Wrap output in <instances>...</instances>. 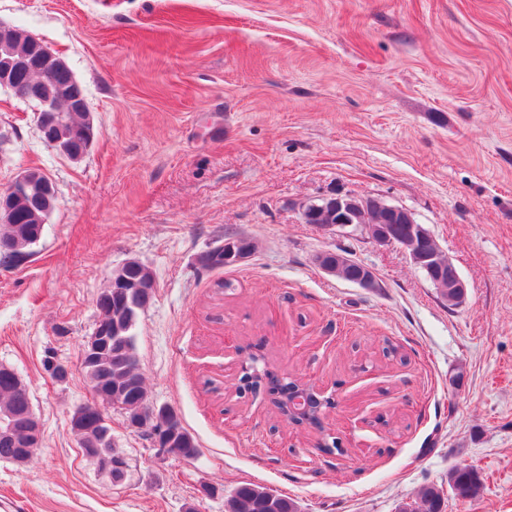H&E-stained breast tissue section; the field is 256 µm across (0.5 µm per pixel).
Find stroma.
<instances>
[{"mask_svg": "<svg viewBox=\"0 0 512 512\" xmlns=\"http://www.w3.org/2000/svg\"><path fill=\"white\" fill-rule=\"evenodd\" d=\"M0 22L67 62L95 126L69 160L0 89V188L24 169L56 187L33 256L0 266V365L42 429L30 461L0 460V512H224L247 482L302 512H395L458 464L485 490L446 512H512V0H0ZM333 192L409 210L463 302L399 247L301 222ZM241 235L245 262L197 264ZM340 250L377 288L316 265ZM131 259L155 277L134 329L148 402L199 453H163L106 407L115 485L70 419L95 399L97 297ZM252 363L333 398L322 429L248 388Z\"/></svg>", "mask_w": 512, "mask_h": 512, "instance_id": "obj_1", "label": "stroma"}]
</instances>
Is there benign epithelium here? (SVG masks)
<instances>
[{"mask_svg": "<svg viewBox=\"0 0 512 512\" xmlns=\"http://www.w3.org/2000/svg\"><path fill=\"white\" fill-rule=\"evenodd\" d=\"M32 42L34 52L30 56L24 58L7 55L0 59V86L11 90L16 97L34 107L41 138L49 148L73 161H78L88 152L94 140V122L84 89L79 82H74L70 90L69 104L66 106L56 99L43 96L39 86L49 82L52 72L66 65V62L39 38L32 37ZM75 110L84 113L83 135L80 137L82 148L77 154L68 151L61 145V140L55 137V130L65 124V112ZM35 193L50 196L56 194V190L50 179L46 178L36 184L30 179L28 171H20L8 186L0 189V224L13 223L19 204ZM301 219L302 223L313 224L326 232L351 228L378 245L398 246L417 269L428 273V280L439 293H448L453 303H460L465 298L467 284L456 266L439 247L435 246L436 240L431 232L402 207L387 204L373 197L336 193L305 204L301 210ZM388 224L406 225L405 235L398 239L392 238L386 229ZM344 260V256L324 252L316 256L315 263L325 273L336 276ZM122 295L120 282L109 278L106 288L97 299L100 318L94 334L84 346V356L89 357L97 352L106 339V310L112 308V301ZM314 395V389L299 387L293 395V400L288 404L289 415L302 413L307 408L310 397ZM74 421L77 425L91 424L99 428L106 437L111 433L103 403L99 400L80 408L75 414ZM41 442V425L37 417L31 414L28 416L24 457H29L40 447Z\"/></svg>", "mask_w": 512, "mask_h": 512, "instance_id": "benign-epithelium-1", "label": "benign epithelium"}]
</instances>
